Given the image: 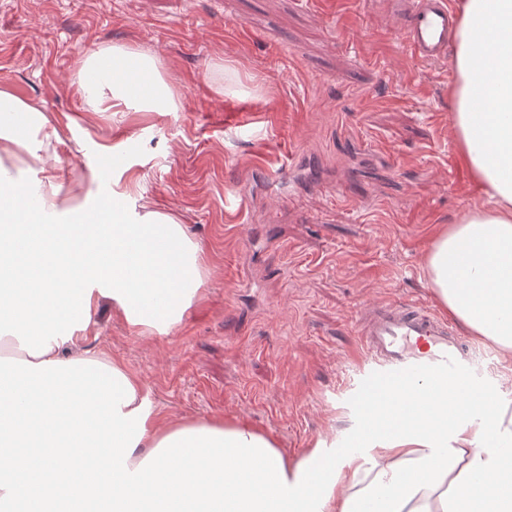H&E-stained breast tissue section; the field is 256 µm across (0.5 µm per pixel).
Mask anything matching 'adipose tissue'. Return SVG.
<instances>
[{
    "mask_svg": "<svg viewBox=\"0 0 512 512\" xmlns=\"http://www.w3.org/2000/svg\"><path fill=\"white\" fill-rule=\"evenodd\" d=\"M453 127L461 153L489 201L441 233L426 258L437 301L472 335L512 363V0H462L454 32ZM95 80L79 90L98 112H175L181 101L158 60L121 46L90 53ZM36 107L0 90V163L27 157L43 176L13 194L0 166V347L33 363L60 360L110 298L133 327L167 333L196 303L199 247L171 213L131 215L126 192L102 205L59 207L70 181L46 167L29 137ZM41 276L37 296L24 288ZM448 419L409 420L404 391L374 399L386 431L366 438L368 463L343 467L323 512H512V406L483 413L474 389L449 386ZM260 437L235 417L167 419L150 407L145 434L127 462L137 468L183 430Z\"/></svg>",
    "mask_w": 512,
    "mask_h": 512,
    "instance_id": "obj_1",
    "label": "adipose tissue"
}]
</instances>
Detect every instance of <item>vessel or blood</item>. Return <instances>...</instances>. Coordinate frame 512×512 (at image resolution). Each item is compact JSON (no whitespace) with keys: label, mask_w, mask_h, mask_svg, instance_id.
<instances>
[{"label":"vessel or blood","mask_w":512,"mask_h":512,"mask_svg":"<svg viewBox=\"0 0 512 512\" xmlns=\"http://www.w3.org/2000/svg\"><path fill=\"white\" fill-rule=\"evenodd\" d=\"M455 14L448 0H409L405 40L414 56L436 63L448 55ZM355 333L373 371L435 365L454 358L471 365V347L447 319L417 303H385L359 317Z\"/></svg>","instance_id":"1"}]
</instances>
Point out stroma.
<instances>
[{
    "label": "stroma",
    "instance_id": "stroma-1",
    "mask_svg": "<svg viewBox=\"0 0 512 512\" xmlns=\"http://www.w3.org/2000/svg\"><path fill=\"white\" fill-rule=\"evenodd\" d=\"M398 2L0 0V89L43 110L70 178L90 202L126 189L130 208L173 213L199 246L180 324L133 328L102 298L79 342L170 419L237 417L292 459L337 447L368 372L358 314L435 306L431 246L484 199L454 134V63L416 59ZM112 45L155 54L181 109L93 111L80 68ZM235 110L252 124L227 123ZM472 343L512 402L496 348Z\"/></svg>",
    "mask_w": 512,
    "mask_h": 512
}]
</instances>
